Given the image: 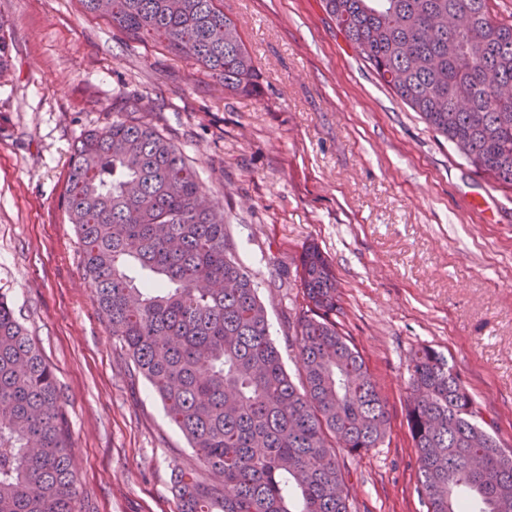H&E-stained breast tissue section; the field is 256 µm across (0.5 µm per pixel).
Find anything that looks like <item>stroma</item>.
I'll use <instances>...</instances> for the list:
<instances>
[{"instance_id": "stroma-1", "label": "stroma", "mask_w": 512, "mask_h": 512, "mask_svg": "<svg viewBox=\"0 0 512 512\" xmlns=\"http://www.w3.org/2000/svg\"><path fill=\"white\" fill-rule=\"evenodd\" d=\"M262 74L232 96L190 59L133 40L78 0H0L12 68L0 80V293L64 393L82 512H176L174 469L196 456L133 375L92 297L60 205L74 143L112 99L197 167L272 338L302 310L296 267L317 245L338 317L390 410L378 448L345 456L356 512H425L406 421L413 350L444 352L512 448V187L470 166L380 82L321 0H224Z\"/></svg>"}]
</instances>
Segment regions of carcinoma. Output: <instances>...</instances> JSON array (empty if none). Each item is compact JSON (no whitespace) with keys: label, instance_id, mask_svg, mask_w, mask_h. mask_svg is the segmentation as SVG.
<instances>
[{"label":"carcinoma","instance_id":"1","mask_svg":"<svg viewBox=\"0 0 512 512\" xmlns=\"http://www.w3.org/2000/svg\"><path fill=\"white\" fill-rule=\"evenodd\" d=\"M105 17L133 39L152 36L195 61L234 95L261 88L221 0H110ZM344 40L428 128L478 170L512 186V22L491 0H322ZM466 10L476 29L431 32L434 12ZM0 21V78L10 43ZM139 97L112 100V123L75 144L61 207L76 228L93 300L120 349L160 399L199 466L177 469V512H352L340 453L384 442L390 416L359 350L336 320V272L317 246L296 278L305 309L286 370L257 284L230 252L224 210L201 205L196 169L153 125ZM134 261L149 278L125 272ZM406 419L426 512H512V451L448 357L430 345L408 365ZM64 394L0 294V512H81Z\"/></svg>","mask_w":512,"mask_h":512}]
</instances>
